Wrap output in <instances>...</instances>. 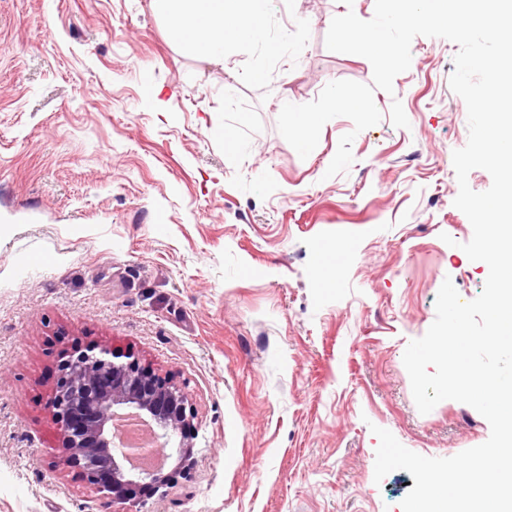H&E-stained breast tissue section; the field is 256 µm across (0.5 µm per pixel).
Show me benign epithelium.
<instances>
[{
  "label": "benign epithelium",
  "mask_w": 512,
  "mask_h": 512,
  "mask_svg": "<svg viewBox=\"0 0 512 512\" xmlns=\"http://www.w3.org/2000/svg\"><path fill=\"white\" fill-rule=\"evenodd\" d=\"M47 408L58 430L51 464L74 465L87 491L114 504L131 502L143 512L146 501L163 499L195 465V409L186 387L130 349L87 342L65 350ZM127 414L152 428L158 466L141 469L132 452L117 448L116 420Z\"/></svg>",
  "instance_id": "benign-epithelium-1"
}]
</instances>
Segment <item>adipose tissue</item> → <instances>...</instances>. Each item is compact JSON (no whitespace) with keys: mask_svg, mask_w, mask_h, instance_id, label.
Listing matches in <instances>:
<instances>
[{"mask_svg":"<svg viewBox=\"0 0 512 512\" xmlns=\"http://www.w3.org/2000/svg\"><path fill=\"white\" fill-rule=\"evenodd\" d=\"M172 40L203 60L220 64L231 47L263 36L267 0H151Z\"/></svg>","mask_w":512,"mask_h":512,"instance_id":"ef3b65f1","label":"adipose tissue"}]
</instances>
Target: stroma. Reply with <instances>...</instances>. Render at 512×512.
<instances>
[{"instance_id": "1", "label": "stroma", "mask_w": 512, "mask_h": 512, "mask_svg": "<svg viewBox=\"0 0 512 512\" xmlns=\"http://www.w3.org/2000/svg\"><path fill=\"white\" fill-rule=\"evenodd\" d=\"M150 2L0 0V512H122L50 464L45 401L80 340L135 351L195 404L197 465L153 512H401L411 476L375 482L374 427L438 458L491 432L455 400L421 414L403 364L443 281L470 301L489 274L454 205L458 46L413 39L329 178L352 121L303 159L277 118L330 82L371 83L325 38L375 0H268L264 42L220 66Z\"/></svg>"}]
</instances>
